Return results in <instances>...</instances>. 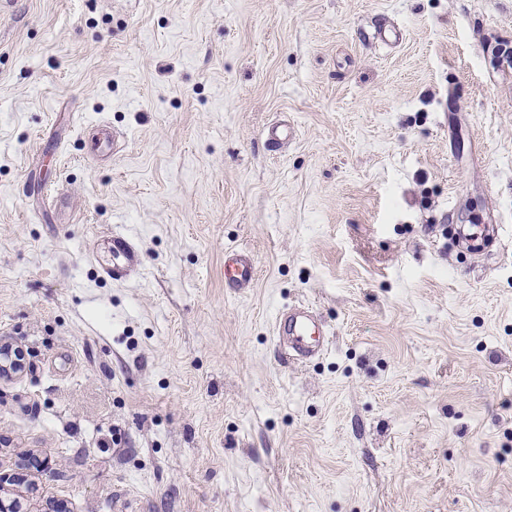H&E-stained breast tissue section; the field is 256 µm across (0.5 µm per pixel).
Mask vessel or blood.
I'll return each instance as SVG.
<instances>
[{
	"mask_svg": "<svg viewBox=\"0 0 512 512\" xmlns=\"http://www.w3.org/2000/svg\"><path fill=\"white\" fill-rule=\"evenodd\" d=\"M112 251L118 262L104 268V275L122 280L136 274V255L127 238L119 234L113 235ZM224 275L234 287L246 290L252 288L257 270L248 254L230 250L225 254ZM275 331L279 342L286 348L287 358L290 359L314 358L322 354L329 343L323 323L316 312L306 305H299L282 313L276 320Z\"/></svg>",
	"mask_w": 512,
	"mask_h": 512,
	"instance_id": "1",
	"label": "vessel or blood"
}]
</instances>
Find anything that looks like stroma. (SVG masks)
<instances>
[{
  "label": "stroma",
  "instance_id": "stroma-1",
  "mask_svg": "<svg viewBox=\"0 0 512 512\" xmlns=\"http://www.w3.org/2000/svg\"><path fill=\"white\" fill-rule=\"evenodd\" d=\"M498 43L512 0H7L0 470L51 461L29 512H512ZM299 304L307 362L274 338ZM112 253L121 262L113 264L112 267H104L102 272L112 280H122L137 273L135 251L127 238L120 234L112 235ZM224 275L235 288L247 290L252 288L256 277V266L248 254L237 250L225 251ZM275 331L286 348L285 360H309L322 354L329 343L324 325L308 305H299L282 313L276 320ZM25 365V355L19 347L9 342L2 343L0 341V376L2 372H6L10 376L20 374L25 369Z\"/></svg>",
  "mask_w": 512,
  "mask_h": 512
}]
</instances>
